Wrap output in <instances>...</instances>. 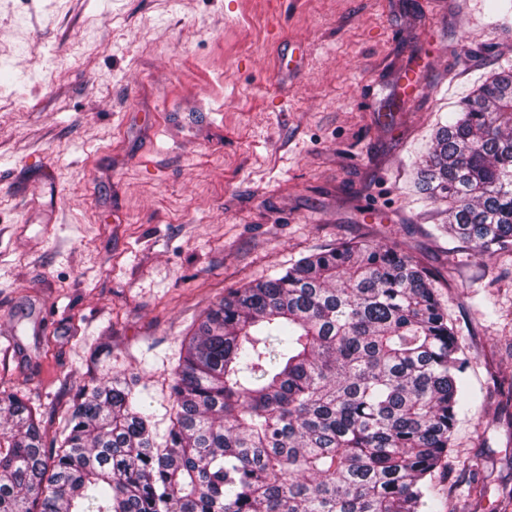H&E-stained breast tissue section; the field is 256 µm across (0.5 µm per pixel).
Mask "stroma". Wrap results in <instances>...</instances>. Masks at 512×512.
Listing matches in <instances>:
<instances>
[{"label": "stroma", "instance_id": "35a3bbf8", "mask_svg": "<svg viewBox=\"0 0 512 512\" xmlns=\"http://www.w3.org/2000/svg\"><path fill=\"white\" fill-rule=\"evenodd\" d=\"M499 67L512 0H0V388L50 436L112 377L162 411L225 290L340 241L395 246L445 275L470 357L433 512H496L512 260L433 236L414 177Z\"/></svg>", "mask_w": 512, "mask_h": 512}]
</instances>
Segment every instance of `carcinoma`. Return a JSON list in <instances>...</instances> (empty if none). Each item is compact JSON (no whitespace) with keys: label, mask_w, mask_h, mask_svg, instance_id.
Wrapping results in <instances>:
<instances>
[{"label":"carcinoma","mask_w":512,"mask_h":512,"mask_svg":"<svg viewBox=\"0 0 512 512\" xmlns=\"http://www.w3.org/2000/svg\"><path fill=\"white\" fill-rule=\"evenodd\" d=\"M415 186L464 247L512 258V69L441 125ZM438 274L364 240L230 289L185 341L169 424L136 383L70 401L57 447L0 390V512H424L467 406Z\"/></svg>","instance_id":"obj_1"}]
</instances>
